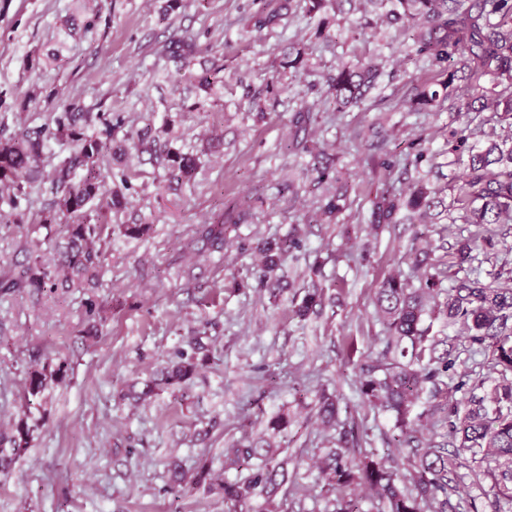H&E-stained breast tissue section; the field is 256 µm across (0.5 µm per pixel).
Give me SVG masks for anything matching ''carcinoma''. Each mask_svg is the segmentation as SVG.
I'll return each mask as SVG.
<instances>
[{
	"instance_id": "carcinoma-1",
	"label": "carcinoma",
	"mask_w": 512,
	"mask_h": 512,
	"mask_svg": "<svg viewBox=\"0 0 512 512\" xmlns=\"http://www.w3.org/2000/svg\"><path fill=\"white\" fill-rule=\"evenodd\" d=\"M385 17L414 25L418 54L448 71L445 87L458 79L467 98L445 94L448 110L483 112L491 109L512 128V0H385ZM289 9L286 0H260L252 16L253 28L261 31L278 25ZM165 55L182 71L198 53L191 36L172 38ZM381 75L370 62L340 61L328 80L336 111L357 105L374 89ZM102 126L89 131L92 123ZM110 113L77 112L74 105L55 115L51 124L22 131L0 141V224H24L16 212L19 201L44 180L52 198L48 210L30 224L28 231L47 230L45 239L62 255L61 264L50 269L35 260L18 275L0 280L1 291L33 288L37 291L68 288L74 279L94 277L107 259L106 245L112 236V211L125 207V196L102 169L112 153V127L121 123ZM468 127L452 131V152H468V163L456 187V202L469 224L512 223V143L490 139L482 147L469 144ZM58 147L57 162L50 175L43 174L40 157L50 145ZM169 181H189L197 170L192 156L169 151L164 157ZM433 190L421 184L403 192H382L371 213L377 224H395L400 211L407 221L423 220L431 208ZM301 247L288 236L264 245L260 280L267 283L285 255ZM434 275L424 273L419 286L400 275L384 279L376 291V304L388 333L380 358H368L359 368V394L363 402L388 412L399 431L394 447L384 456L357 458L351 454L354 430L337 420V396L322 393L317 414L336 427V447L325 449L318 466L327 486L338 493L336 512H360L353 490L361 488L381 504V512H458L451 502L449 474L457 454L441 445L424 443L418 436L422 415L414 407L426 401L429 411L442 414L448 436L458 450L486 464L497 498L512 500V288L494 287L478 278L467 279L448 294L443 310L448 325L460 326L472 342L489 350L499 380L484 389L472 386L474 394L465 410L448 400L441 375L448 372V352L437 353L439 342L424 325L427 298L434 291ZM198 367L195 354L180 351L170 360L164 385L174 387ZM64 378V366L47 362L27 371L22 392L26 411L43 395L49 383ZM483 390L478 395L475 390ZM32 429L25 421L15 433H0V473L23 452ZM406 461L403 476L397 459ZM224 468L247 476L214 480L208 492L221 498L227 512H275L274 497L288 479V460L278 459L270 448H229Z\"/></svg>"
}]
</instances>
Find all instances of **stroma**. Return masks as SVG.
<instances>
[{"mask_svg": "<svg viewBox=\"0 0 512 512\" xmlns=\"http://www.w3.org/2000/svg\"><path fill=\"white\" fill-rule=\"evenodd\" d=\"M256 0H0V138L50 123L77 102L86 112L123 117L112 130L105 167L127 177L124 210L112 215L108 258L96 277L56 292L0 293V433L19 419L33 428L25 454L0 474V512H225L223 502L194 482L224 469L225 449L242 444L281 449L291 458L277 496L279 512H334L317 466L334 430L317 417L315 396L339 392V418L355 428L357 455L382 453L394 431L386 412L363 404L357 364L381 354L385 328L375 293L390 275H419L415 258L436 264L433 306L443 307L460 281L480 278L512 288V224L465 223L449 190L467 154L448 150L451 132L470 125L474 139L502 132L499 113L410 111L414 91L462 81L417 55L409 22L388 24L379 6L330 2L308 15L304 0L279 26L256 31ZM195 37L202 51L191 74L217 67L221 81L202 91L177 80L163 49L173 37ZM302 49L305 73L292 83L289 48ZM379 64L364 104L337 111L327 79L339 60ZM279 79L288 92L272 90ZM313 123H297L301 106ZM151 128L159 153H136L128 137ZM196 157L194 180L168 182L162 151ZM331 159L344 195L336 216L322 212L313 185V157ZM424 183L436 192L424 224H374L370 213L384 190ZM230 220L221 245L199 227ZM128 224L143 234L126 236ZM298 235L277 280H258V245ZM481 241L464 265L459 242ZM59 262L23 228L0 229V278L33 259ZM322 302L307 319L294 310L307 289ZM103 309L97 335H87L89 305ZM453 363L443 377L449 399L465 403L462 381L493 384L487 352L444 316L430 319ZM201 343L200 365L185 385L151 393L177 351ZM65 360L64 381L24 414L20 394L28 369L46 355ZM287 415V429L267 425ZM187 485L169 491L170 463ZM453 502L460 512H512L495 498L489 477L473 463L457 467Z\"/></svg>", "mask_w": 512, "mask_h": 512, "instance_id": "35a3bbf8", "label": "stroma"}]
</instances>
